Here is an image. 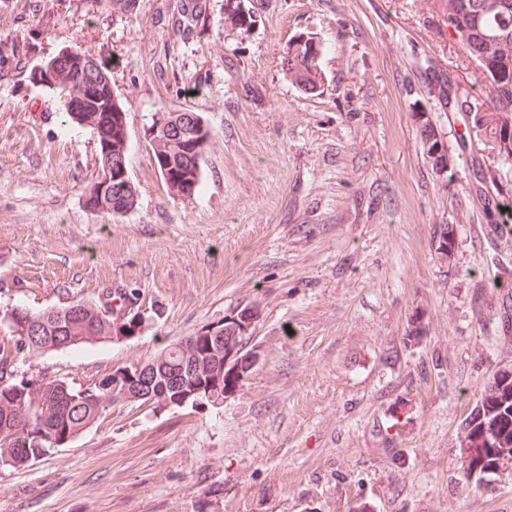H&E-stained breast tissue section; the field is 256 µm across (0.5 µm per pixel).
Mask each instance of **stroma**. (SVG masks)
Instances as JSON below:
<instances>
[{
  "mask_svg": "<svg viewBox=\"0 0 512 512\" xmlns=\"http://www.w3.org/2000/svg\"><path fill=\"white\" fill-rule=\"evenodd\" d=\"M237 5L247 21L228 25ZM310 33L324 82L307 94L281 60ZM0 313L135 291L131 338L33 354L26 375L86 386L242 308L252 365L223 404L113 406L25 468L0 467V512H512L464 478L461 422L512 365L476 286L497 274L477 195L501 167L442 107L434 75L480 88L430 0H0ZM111 69L127 126L131 210L84 204L94 131L66 121L31 70L60 49ZM209 130L200 184L165 185L146 140L158 113ZM425 112L448 142L433 170ZM456 227L453 264L436 225ZM423 330L408 341L412 319Z\"/></svg>",
  "mask_w": 512,
  "mask_h": 512,
  "instance_id": "stroma-1",
  "label": "stroma"
}]
</instances>
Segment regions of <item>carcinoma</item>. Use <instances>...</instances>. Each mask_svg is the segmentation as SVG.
Wrapping results in <instances>:
<instances>
[{"label":"carcinoma","instance_id":"cac0c4a2","mask_svg":"<svg viewBox=\"0 0 512 512\" xmlns=\"http://www.w3.org/2000/svg\"><path fill=\"white\" fill-rule=\"evenodd\" d=\"M450 35L471 62L482 79L481 96L477 97L460 83L450 86L447 78L437 80V99L448 104V90L466 105L463 115L469 131L475 133L494 158L512 164V0H434ZM320 56L310 53L308 46L288 50L283 70L296 86L311 89L322 86L324 74ZM67 69L82 83L97 89L93 98L64 103L66 119L77 124L93 123L97 140L106 141L108 153H99L100 170H105L109 158L127 152V128L124 112L112 91L109 72L90 53L56 55L45 61ZM416 129L426 144L437 130L420 113ZM186 150L162 161L155 157L157 167H166L169 180L175 185L196 188L200 179V159L209 133L201 134L192 125L182 126ZM491 249L502 264L504 281L493 284L497 303L486 301L483 292H474L475 314L491 320L512 333V212L497 213V222L487 225ZM435 252L443 262L452 263L455 256V232L452 224L436 227ZM135 293L122 296L119 308L112 307L107 294L89 305L111 312L112 321L119 320L134 309ZM69 306L53 307L36 313L19 309L23 325H60L65 336L57 339L44 335L33 342L22 334L0 338V465L26 467L51 451L43 444L41 430L53 429L75 439L94 425L106 407L123 392L117 385L106 389L112 379L108 373L83 388L62 387L63 381L41 375L18 374L16 362L34 353H45L86 344L107 343L105 326L93 316L67 320ZM242 325L237 321L224 324V341L210 342L199 335L188 336L163 349L153 362L157 374L148 377L154 386L169 390L181 388L198 380L199 374L188 372L201 367L203 373L220 378L224 387H234L240 374L224 369V352L242 348ZM461 456L469 471L476 473L477 483H490L506 467H512V367L503 366L477 394L475 405L462 422L459 444Z\"/></svg>","mask_w":512,"mask_h":512}]
</instances>
